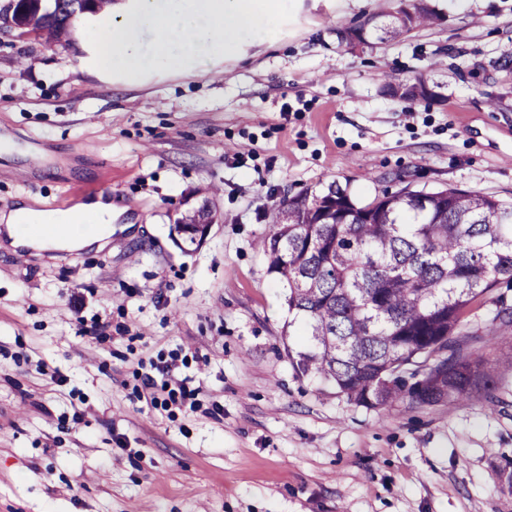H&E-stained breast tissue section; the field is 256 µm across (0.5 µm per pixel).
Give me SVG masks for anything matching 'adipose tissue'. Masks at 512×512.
<instances>
[{
    "label": "adipose tissue",
    "instance_id": "1",
    "mask_svg": "<svg viewBox=\"0 0 512 512\" xmlns=\"http://www.w3.org/2000/svg\"><path fill=\"white\" fill-rule=\"evenodd\" d=\"M287 0H128L117 10L87 15L96 48L84 71L135 81L153 74L210 72L238 51L248 36L277 33ZM111 199L97 197L68 210L19 207L0 215L10 236L24 224H56L58 236L35 248L74 251L112 234Z\"/></svg>",
    "mask_w": 512,
    "mask_h": 512
}]
</instances>
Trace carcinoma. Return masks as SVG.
<instances>
[{
  "label": "carcinoma",
  "instance_id": "cac0c4a2",
  "mask_svg": "<svg viewBox=\"0 0 512 512\" xmlns=\"http://www.w3.org/2000/svg\"><path fill=\"white\" fill-rule=\"evenodd\" d=\"M20 34L68 41L61 0H0ZM423 0L337 30L353 45L395 40L434 23ZM395 96L429 98L424 82L386 80ZM268 271L288 286L304 344L293 362L367 408L450 404L489 392L512 357L490 363L470 350L463 315L496 288H512V203L476 191L405 186L356 203L336 183L283 201L263 242Z\"/></svg>",
  "mask_w": 512,
  "mask_h": 512
}]
</instances>
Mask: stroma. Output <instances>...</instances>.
<instances>
[{"label":"stroma","mask_w":512,"mask_h":512,"mask_svg":"<svg viewBox=\"0 0 512 512\" xmlns=\"http://www.w3.org/2000/svg\"><path fill=\"white\" fill-rule=\"evenodd\" d=\"M426 2L433 25L352 48L337 28L386 0H290L223 68L137 85L78 72L83 40L0 33V211H118L111 242L52 264L0 244V512H512V374L490 400L350 402L293 367L261 245L268 211L333 182L360 203L405 181L512 200V0ZM34 139L50 160L27 184ZM205 199L209 234L180 246ZM464 320L502 356L495 304ZM171 362L198 396L147 407L143 376ZM385 81V86L394 96L410 100H426L430 97L422 81L412 85L394 83L389 79H385Z\"/></svg>","instance_id":"35a3bbf8"}]
</instances>
